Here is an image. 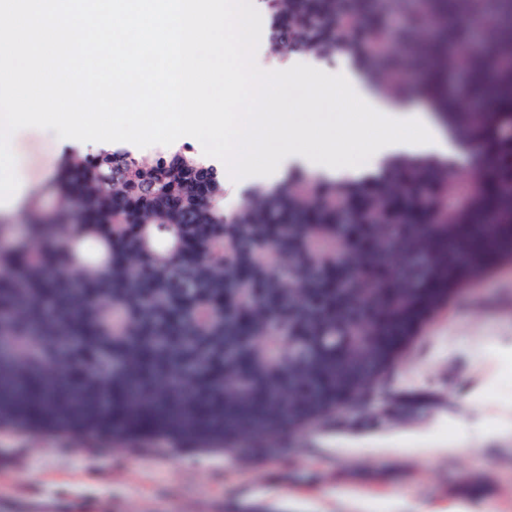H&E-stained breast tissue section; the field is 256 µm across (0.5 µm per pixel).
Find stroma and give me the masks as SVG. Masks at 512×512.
I'll return each instance as SVG.
<instances>
[{
  "mask_svg": "<svg viewBox=\"0 0 512 512\" xmlns=\"http://www.w3.org/2000/svg\"><path fill=\"white\" fill-rule=\"evenodd\" d=\"M0 499L24 512H512V263L430 320L366 405L229 451L1 426Z\"/></svg>",
  "mask_w": 512,
  "mask_h": 512,
  "instance_id": "obj_1",
  "label": "stroma"
}]
</instances>
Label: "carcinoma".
<instances>
[{"label":"carcinoma","mask_w":512,"mask_h":512,"mask_svg":"<svg viewBox=\"0 0 512 512\" xmlns=\"http://www.w3.org/2000/svg\"><path fill=\"white\" fill-rule=\"evenodd\" d=\"M269 42L362 65L490 146L461 176L294 175L224 206L188 145L66 156L0 244V426L197 448L298 433L366 403L424 324L512 262V0H261ZM194 238L201 258L178 265Z\"/></svg>","instance_id":"1"}]
</instances>
